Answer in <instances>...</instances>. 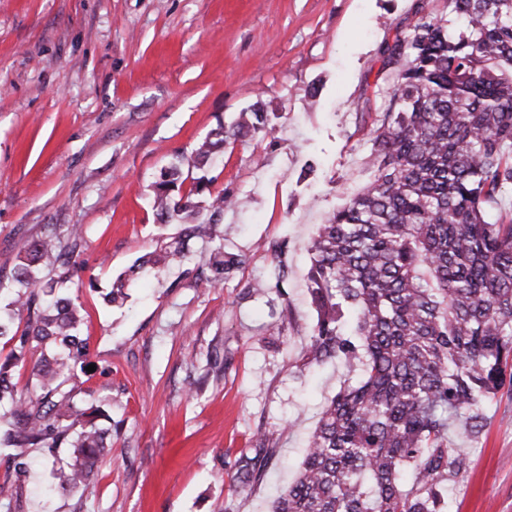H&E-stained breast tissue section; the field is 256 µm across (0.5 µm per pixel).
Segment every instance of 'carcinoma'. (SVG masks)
Segmentation results:
<instances>
[{
  "instance_id": "obj_1",
  "label": "carcinoma",
  "mask_w": 512,
  "mask_h": 512,
  "mask_svg": "<svg viewBox=\"0 0 512 512\" xmlns=\"http://www.w3.org/2000/svg\"><path fill=\"white\" fill-rule=\"evenodd\" d=\"M448 13L425 16L382 51L388 84L373 132L364 189L320 225L310 247L308 290L317 321L304 358L338 356L360 367L322 411L302 467L273 512H447L446 491L469 471V453L448 442L456 423L476 434L485 405L512 391V211L487 213L512 188V0H446ZM458 27L454 37L448 26ZM262 106L250 120L219 123L154 185L165 224L213 238L224 208L240 201L212 193L207 163L244 129L264 130ZM207 220L194 223L201 210ZM81 238L50 232L25 243L0 298V447L66 445L68 471L56 493L89 484L107 430L99 410L64 388L87 347L71 299L55 293L70 278ZM216 248L214 284L240 264ZM42 310L20 327L37 300ZM38 352L30 379L40 394L18 395L11 367ZM250 459L238 480L263 477Z\"/></svg>"
}]
</instances>
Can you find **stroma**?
Returning <instances> with one entry per match:
<instances>
[{"label": "stroma", "mask_w": 512, "mask_h": 512, "mask_svg": "<svg viewBox=\"0 0 512 512\" xmlns=\"http://www.w3.org/2000/svg\"><path fill=\"white\" fill-rule=\"evenodd\" d=\"M442 10L441 0H0V282L23 243L83 230L62 293L89 339L75 373L110 428L92 481L49 499L69 450L27 449L20 477L0 448V512H272L349 376L341 360L310 368L303 357L316 323L312 238L372 177L382 47ZM258 103L268 127L225 145L210 169L213 191L246 207L225 210L219 241L183 240L150 204L154 181ZM177 240L182 254L169 255ZM218 245L239 264L215 287ZM148 253L167 256L158 278L129 280L107 302ZM484 424L475 437L448 432L471 454L450 512H512V393L487 404ZM262 436L274 455L261 481L240 485L239 462Z\"/></svg>", "instance_id": "stroma-1"}]
</instances>
